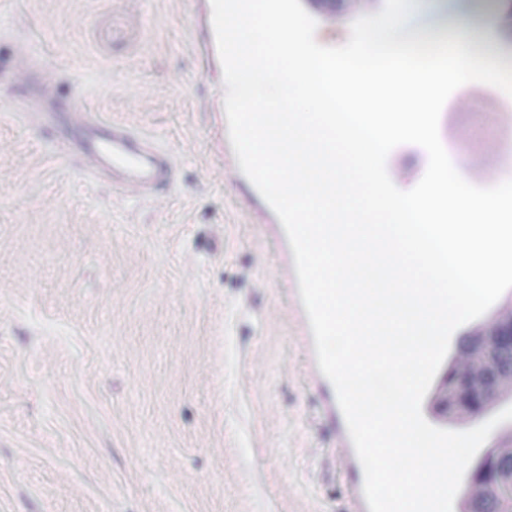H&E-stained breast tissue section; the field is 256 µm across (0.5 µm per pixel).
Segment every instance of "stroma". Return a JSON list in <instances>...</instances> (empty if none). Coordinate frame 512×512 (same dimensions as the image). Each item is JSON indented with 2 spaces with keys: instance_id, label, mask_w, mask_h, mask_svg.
I'll return each mask as SVG.
<instances>
[{
  "instance_id": "1",
  "label": "stroma",
  "mask_w": 512,
  "mask_h": 512,
  "mask_svg": "<svg viewBox=\"0 0 512 512\" xmlns=\"http://www.w3.org/2000/svg\"><path fill=\"white\" fill-rule=\"evenodd\" d=\"M197 0H0L63 96L158 135V200L85 178L0 82V512H343L278 250L239 202ZM427 151L388 155L413 188ZM209 112H211V117L213 121V125L218 135L222 146L224 147V163L226 166L230 167L235 176L244 177L249 180L240 170L238 161L233 152L228 133V124L225 115L224 109L215 101L211 102L209 106ZM250 181V180H249ZM251 182V181H250ZM252 183V182H251Z\"/></svg>"
}]
</instances>
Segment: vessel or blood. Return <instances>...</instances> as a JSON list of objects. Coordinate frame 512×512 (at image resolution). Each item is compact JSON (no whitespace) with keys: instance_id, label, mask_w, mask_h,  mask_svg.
Returning <instances> with one entry per match:
<instances>
[{"instance_id":"obj_1","label":"vessel or blood","mask_w":512,"mask_h":512,"mask_svg":"<svg viewBox=\"0 0 512 512\" xmlns=\"http://www.w3.org/2000/svg\"><path fill=\"white\" fill-rule=\"evenodd\" d=\"M8 75L24 91L16 105L20 115L25 116L44 136H65L68 152L78 156L81 170L87 178L110 182L114 189L138 199L154 198L161 190L172 186L176 174L174 157L155 135L138 131L123 120L106 119L77 108L60 113L52 85L25 54L14 56ZM209 110L224 147V163L231 169H238L239 164L230 145L225 111L215 102L210 104ZM242 203L279 246L276 277L286 286L291 298L289 315L296 338L304 349V391L315 406V425L324 433L329 447L338 452L339 474L347 490L344 512H369L363 493L364 472L345 417L333 385L318 367L314 339L300 298L293 253L286 233L258 190H251Z\"/></svg>"}]
</instances>
